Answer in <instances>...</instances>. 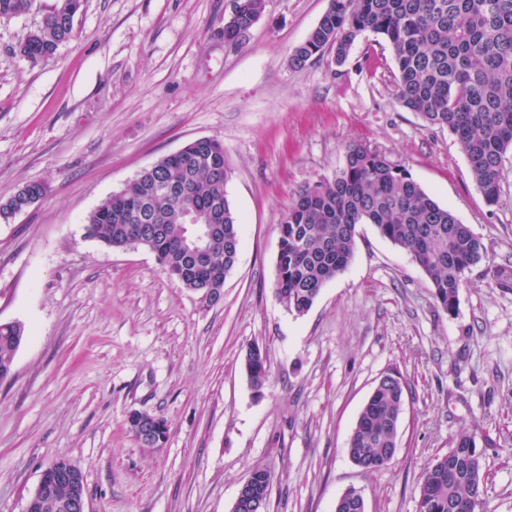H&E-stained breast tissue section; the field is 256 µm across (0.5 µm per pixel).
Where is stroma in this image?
I'll return each instance as SVG.
<instances>
[{
  "instance_id": "1",
  "label": "stroma",
  "mask_w": 512,
  "mask_h": 512,
  "mask_svg": "<svg viewBox=\"0 0 512 512\" xmlns=\"http://www.w3.org/2000/svg\"><path fill=\"white\" fill-rule=\"evenodd\" d=\"M53 0L0 19V202L44 197L0 220V322L26 339L0 383V512H24L42 472L66 457L89 512H231L256 467L268 512H335L348 489L366 512H418V485L458 434H475L485 512H512V151L487 205L448 130L396 99L379 36L304 67L294 49L329 0H266L245 44H224L232 0H85L75 35L47 62L16 51ZM219 139L242 247L222 300L159 269L147 249L85 238L86 216L161 157ZM383 152L482 238L455 314L424 272L370 224L344 273L295 315L275 294L278 225L305 187L332 177L348 145ZM259 346L269 381L243 369ZM406 383L399 444L366 473L347 448L381 376ZM163 419L147 449L127 415ZM46 190L40 182H29L22 186L12 197L0 203V218L9 219L26 209L27 198L37 197V201L43 197ZM8 221V220H7Z\"/></svg>"
}]
</instances>
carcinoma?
<instances>
[{
  "label": "carcinoma",
  "mask_w": 512,
  "mask_h": 512,
  "mask_svg": "<svg viewBox=\"0 0 512 512\" xmlns=\"http://www.w3.org/2000/svg\"><path fill=\"white\" fill-rule=\"evenodd\" d=\"M35 0H0V18L30 12ZM83 0H55L42 23L19 44L37 64L54 56L74 36ZM265 0H243L224 38L240 48ZM384 37L396 67L397 98L429 126L451 132L485 202L500 200L503 163L512 150V0H329L322 19L290 58L303 67L334 51L342 65L355 41ZM224 145L216 138L191 141L178 159L164 156L85 219V235L113 249H136L135 233L147 237L161 270L209 303L207 289L224 287L241 243L238 217L226 195ZM45 187L29 182L0 203V218L25 210L26 199ZM199 205V222L188 225L182 210ZM212 211L224 214V233L208 242L200 265L180 248L203 234ZM372 224L406 251L423 270L440 307L457 309L466 272L486 257V246L469 225L432 199L404 168L362 144L349 146L333 178L302 190L279 224L276 294L288 311L307 312L322 288L349 266L357 226ZM25 339L18 322L0 323V381L11 376ZM244 368L260 391L269 379L264 352L248 348ZM404 382L387 374L361 409L349 441V456L365 472L370 462L397 448L404 411ZM488 476L476 436L459 434L436 458L419 484V512H481Z\"/></svg>",
  "instance_id": "1"
}]
</instances>
